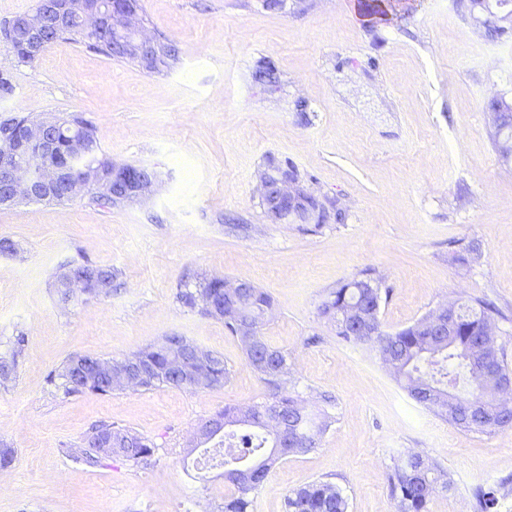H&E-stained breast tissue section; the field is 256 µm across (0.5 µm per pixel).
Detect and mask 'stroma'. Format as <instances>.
<instances>
[{"label":"stroma","mask_w":512,"mask_h":512,"mask_svg":"<svg viewBox=\"0 0 512 512\" xmlns=\"http://www.w3.org/2000/svg\"><path fill=\"white\" fill-rule=\"evenodd\" d=\"M146 32L174 43L178 66L152 73L68 41L17 71L6 106L45 116L82 112L97 155L146 165L148 198L111 210L88 196L0 206V512H222L235 488L204 467L198 427L270 388L223 320L178 294L212 278L248 281L273 301L262 328L287 352L289 385L334 421L318 448L277 463L252 512H286L289 491L322 479L349 512H394L388 476L400 453L438 461L451 488L429 512H473L477 487L512 478V427L466 432L416 403L369 346L342 341L319 315L326 295L363 273L388 296L385 331L451 301L491 300L512 370V160L492 138L489 100H512V29L486 39L456 0H140ZM271 61L273 83L253 73ZM294 168L302 189L342 221L276 223L260 175ZM477 246L466 263L458 254ZM112 270V290L61 302L67 263ZM23 336L14 349L15 336ZM178 335L230 371L207 389L65 393L50 375L69 358L120 360ZM148 437L150 465L78 461L93 425Z\"/></svg>","instance_id":"35a3bbf8"}]
</instances>
